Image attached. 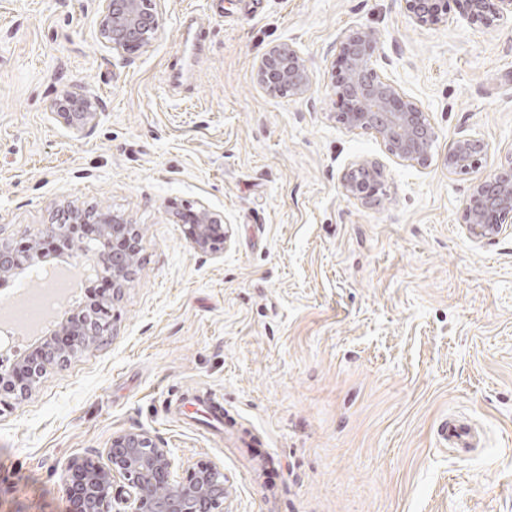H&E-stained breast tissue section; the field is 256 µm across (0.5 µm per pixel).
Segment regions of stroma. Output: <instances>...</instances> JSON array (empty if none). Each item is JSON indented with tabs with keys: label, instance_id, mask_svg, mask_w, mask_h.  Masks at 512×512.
Returning a JSON list of instances; mask_svg holds the SVG:
<instances>
[{
	"label": "stroma",
	"instance_id": "35a3bbf8",
	"mask_svg": "<svg viewBox=\"0 0 512 512\" xmlns=\"http://www.w3.org/2000/svg\"><path fill=\"white\" fill-rule=\"evenodd\" d=\"M98 0H0V244L38 242L65 210L97 207L139 231L112 331L0 393V512H67L75 458L105 463L115 433L148 432L179 475L224 471V512H512V224L477 238L471 178L450 139L512 156V22L415 26L403 0H160L150 47L115 53ZM195 9L208 45L191 90L162 86ZM378 32L404 92L439 139L430 165L397 161L337 121L336 40ZM294 43L304 98L272 96L256 62ZM94 96L74 130L64 95ZM384 167L361 201L340 184L357 157ZM208 209L224 242L200 250L186 215ZM224 399L253 437L224 446L172 415L185 390ZM479 447H440L448 415ZM265 465L263 479L248 463ZM489 158V146L481 138L464 135L448 143L445 165L449 174L471 175L484 165Z\"/></svg>",
	"mask_w": 512,
	"mask_h": 512
}]
</instances>
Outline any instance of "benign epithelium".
Wrapping results in <instances>:
<instances>
[{
    "instance_id": "obj_1",
    "label": "benign epithelium",
    "mask_w": 512,
    "mask_h": 512,
    "mask_svg": "<svg viewBox=\"0 0 512 512\" xmlns=\"http://www.w3.org/2000/svg\"><path fill=\"white\" fill-rule=\"evenodd\" d=\"M158 0H99L98 34L112 51L123 53L147 48L160 26ZM413 23L435 27L448 19V0H404ZM466 20L487 27L512 17V0H461ZM381 41L377 34L360 29L336 41V57L344 72L334 76L336 98L347 102L337 113L345 129L375 134L396 159L426 166L438 138L422 103L407 95L389 73L377 65ZM257 73L270 95L288 94L304 98L312 81L305 59L293 43L271 46L259 59ZM56 111L69 126L79 130L93 122L96 102L88 95L68 96ZM489 158V146L481 138L464 135L448 143L445 165L450 175H471ZM383 168L375 160L358 158L351 162L341 183L343 195L361 200L374 197L382 187ZM188 233L194 244L209 249L224 241V225L206 209L190 214ZM463 219L477 238L494 237L503 225L512 224V158L483 176L472 178L463 203ZM88 224L112 225V253L97 252L92 259L108 266L117 288L133 264L136 241L128 226L108 213L83 216ZM20 250L0 251V273L24 269ZM23 375V390L36 382L33 366L0 370V385L13 376ZM105 466H92L75 458L64 472L69 487L70 512H121L111 510L117 500L114 487L124 484L126 512H223L224 471L214 464H203L182 478L174 472L169 451L159 446L145 431H122L112 436L104 450Z\"/></svg>"
}]
</instances>
